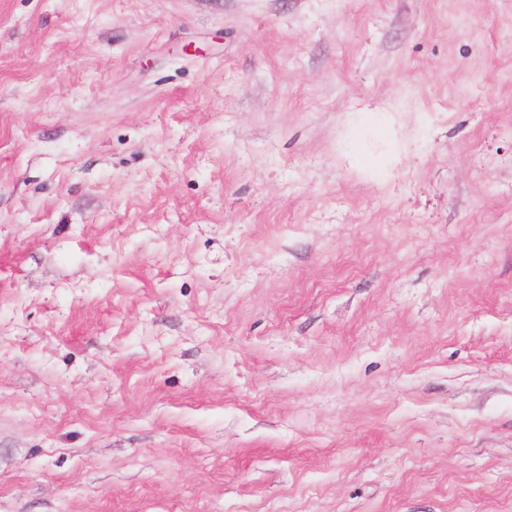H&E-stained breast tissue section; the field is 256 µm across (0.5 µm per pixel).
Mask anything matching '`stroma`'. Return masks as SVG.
Segmentation results:
<instances>
[{
    "mask_svg": "<svg viewBox=\"0 0 512 512\" xmlns=\"http://www.w3.org/2000/svg\"><path fill=\"white\" fill-rule=\"evenodd\" d=\"M0 512H512V0H0Z\"/></svg>",
    "mask_w": 512,
    "mask_h": 512,
    "instance_id": "1",
    "label": "stroma"
}]
</instances>
